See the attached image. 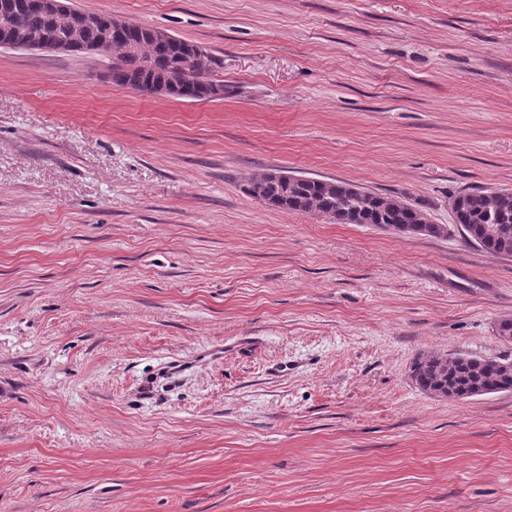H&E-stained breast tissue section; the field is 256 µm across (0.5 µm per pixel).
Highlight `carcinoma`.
<instances>
[{"mask_svg": "<svg viewBox=\"0 0 512 512\" xmlns=\"http://www.w3.org/2000/svg\"><path fill=\"white\" fill-rule=\"evenodd\" d=\"M70 22L29 6L10 15L0 13V31L6 27L59 36ZM220 66L213 56L197 53V45L176 37L162 44L137 31L112 46L108 80L119 87L161 86L173 99L224 98V82L209 78ZM244 191L251 197L292 212L322 214L338 224H372L402 234L443 237L448 226L432 224L425 204H411L399 196L363 190L344 181L303 175L274 179L264 172L249 177ZM453 230L469 244L494 256L512 257V189H467L451 202ZM410 376L422 391L457 399L511 391L512 359L487 360L481 356L427 353L412 364Z\"/></svg>", "mask_w": 512, "mask_h": 512, "instance_id": "1", "label": "carcinoma"}]
</instances>
